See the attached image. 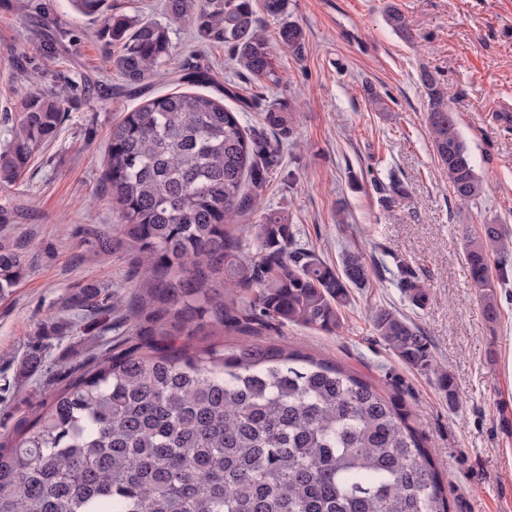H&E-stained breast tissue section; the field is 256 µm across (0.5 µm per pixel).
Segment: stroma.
I'll list each match as a JSON object with an SVG mask.
<instances>
[{
    "instance_id": "35a3bbf8",
    "label": "stroma",
    "mask_w": 512,
    "mask_h": 512,
    "mask_svg": "<svg viewBox=\"0 0 512 512\" xmlns=\"http://www.w3.org/2000/svg\"><path fill=\"white\" fill-rule=\"evenodd\" d=\"M389 4L405 15L412 40L386 22ZM257 20L279 83L240 69L232 50L190 23L172 25L173 56L196 53L213 78L202 93L231 90L225 106L242 108L246 128L277 144L280 163L263 210L286 214L297 246L325 262L339 264L352 250L370 267L367 283L351 292L340 333L287 326L262 341L325 355L400 393L433 451L450 512H512V281L497 289L498 320L488 323L462 253L465 235L480 225L512 231V0H287L283 18L261 12ZM285 21L303 29V57L280 43ZM98 30L69 0H0V113L34 91L58 97L66 112L56 139L10 191L9 234L30 268L0 298V430L41 398L58 368L103 349L129 325L123 309L102 325L65 326L73 317L65 301L78 288L126 298L137 280L129 250L103 254L94 243L119 233L105 154L121 110L141 103L120 93L109 63L117 48ZM49 35L61 38L53 57L40 49ZM425 71L448 92L482 179L478 200L455 199L434 156ZM276 100L296 108L291 134L263 126ZM392 172L406 193L387 202L377 185ZM400 260L425 280V308L397 288ZM377 308L406 315L428 337L455 380L456 404L432 373L401 364L378 339L370 321ZM37 345L42 360L25 370Z\"/></svg>"
}]
</instances>
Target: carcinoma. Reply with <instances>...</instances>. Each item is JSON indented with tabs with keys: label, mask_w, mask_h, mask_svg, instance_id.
Wrapping results in <instances>:
<instances>
[{
	"label": "carcinoma",
	"mask_w": 512,
	"mask_h": 512,
	"mask_svg": "<svg viewBox=\"0 0 512 512\" xmlns=\"http://www.w3.org/2000/svg\"><path fill=\"white\" fill-rule=\"evenodd\" d=\"M100 22L110 60L128 86L157 75L205 84L200 65H172L169 25L190 22L224 40L237 63L259 80L279 81L252 0H163L167 23L107 13L106 0H71ZM386 21L406 40L405 17L389 6ZM299 55L305 33L279 30ZM427 124L434 155L461 201L481 193L455 112L429 72ZM0 114V189L20 185L31 160L65 120L54 96L33 93ZM290 103L267 106L264 124L289 133ZM278 149L247 134L240 113L205 94L173 91L124 112L109 139L105 181L119 210L120 237L135 256L136 311L124 336L61 371L62 380L0 440V512H450L431 452L396 393L322 357L241 343L198 349L176 344L205 328L221 336H255L286 325L337 334L350 290L368 279L360 252L332 267L293 251L287 218L265 213L239 223L262 203ZM259 256L248 257L252 245ZM463 257L479 289L483 314L498 318L495 288L512 275V239L483 224L464 240ZM27 272V260L0 222V296ZM396 285L415 307L429 301L422 278L397 262ZM250 293L243 294L244 289ZM122 300L83 286L71 308L112 315ZM376 335L405 366L432 372L448 403L453 377L405 315L371 314Z\"/></svg>",
	"instance_id": "carcinoma-1"
}]
</instances>
